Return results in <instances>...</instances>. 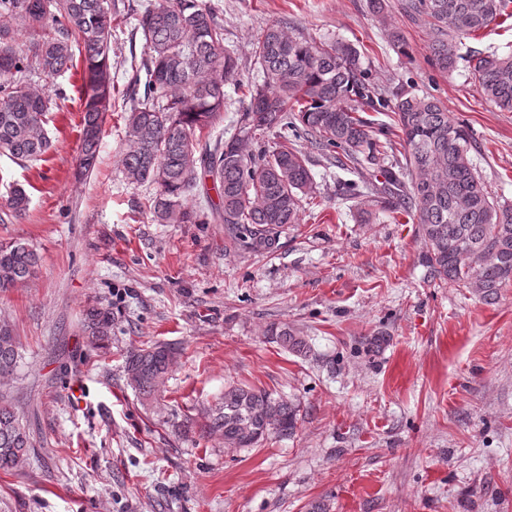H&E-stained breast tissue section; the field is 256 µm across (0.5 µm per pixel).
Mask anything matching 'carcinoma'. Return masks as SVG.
I'll use <instances>...</instances> for the list:
<instances>
[{"mask_svg": "<svg viewBox=\"0 0 512 512\" xmlns=\"http://www.w3.org/2000/svg\"><path fill=\"white\" fill-rule=\"evenodd\" d=\"M512 0H401L410 18L430 30L432 64L455 68L458 41L512 17ZM125 10L118 0H0V156L39 160L52 147L48 100L34 91L26 73L54 77L82 59L83 84L79 167L98 164L102 127L112 111V32ZM147 48L143 100L127 113L128 144L121 166L130 184L156 186L148 199L165 224L224 225V234L244 251L273 254L281 234L299 223L303 199L317 189L305 140L328 166L357 174L369 194L392 212L418 224L428 277L472 288L486 301L512 284V205L500 203L474 165V138L453 122L440 102L416 94L392 101L360 64L359 52L334 42L316 43L272 24L252 42L261 81L247 86L248 104L234 132L214 143L197 134L213 131L223 118L224 83L238 61L224 49V24L216 6L202 0H156L136 13ZM29 52L17 47L18 32ZM478 93L512 111V54L469 51ZM391 112L401 142L371 113ZM402 146V157L396 156ZM211 181L219 201L206 209L188 205L197 185ZM30 197L15 187L8 197L12 216L25 215ZM38 256L22 242L0 244V291L25 284ZM88 343L96 347L112 330V313H86ZM283 348L304 356L306 339L286 326L269 329ZM181 355L170 343L129 352L130 385L151 398ZM21 359L12 329L0 325V376L13 374ZM298 409L283 398L249 386H228L207 409L202 437L217 434L227 448H252L271 433L295 432ZM34 449L29 428L6 399L0 400V470L15 468Z\"/></svg>", "mask_w": 512, "mask_h": 512, "instance_id": "obj_1", "label": "carcinoma"}]
</instances>
